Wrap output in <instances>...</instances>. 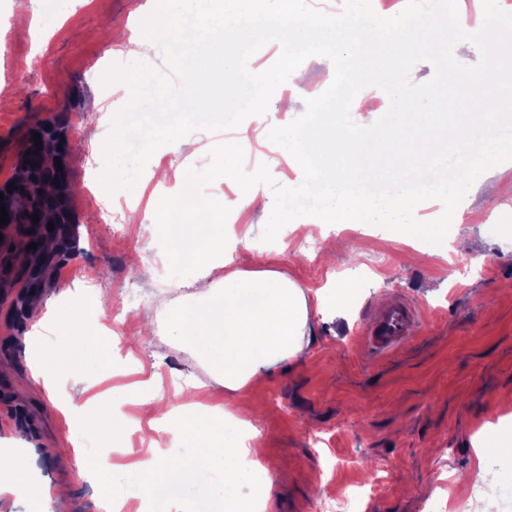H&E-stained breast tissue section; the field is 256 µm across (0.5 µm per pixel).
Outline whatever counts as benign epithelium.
I'll return each mask as SVG.
<instances>
[{
  "mask_svg": "<svg viewBox=\"0 0 512 512\" xmlns=\"http://www.w3.org/2000/svg\"><path fill=\"white\" fill-rule=\"evenodd\" d=\"M42 145L40 149H31L30 155L23 156L37 166L27 165L26 179L14 183L16 189L10 191L1 186L4 204L11 224H26L30 229L27 243L37 244L33 250L34 261L40 266H46L52 261L49 253L42 248V241L48 237L56 238L61 228L72 223L68 206L70 194L69 184L65 172L56 168V164L44 162L46 156L60 157L56 136L50 134L40 137ZM39 217L38 222H33L32 215ZM52 217L54 229H48V222L41 220L43 216Z\"/></svg>",
  "mask_w": 512,
  "mask_h": 512,
  "instance_id": "1",
  "label": "benign epithelium"
}]
</instances>
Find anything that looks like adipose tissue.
I'll return each instance as SVG.
<instances>
[{
    "label": "adipose tissue",
    "instance_id": "ef3b65f1",
    "mask_svg": "<svg viewBox=\"0 0 512 512\" xmlns=\"http://www.w3.org/2000/svg\"><path fill=\"white\" fill-rule=\"evenodd\" d=\"M171 2L159 0L141 17L135 48L151 47L177 33ZM445 41L466 65L471 103L464 113L457 105H449L447 120L421 130V140L435 150L466 137L469 127L488 120L497 106L486 92L490 67L481 60V46L453 31L446 32ZM470 156L469 176L434 200L439 209H452L457 217L462 211L453 208V201L472 194L487 176L503 172L505 161L512 159V141L500 142L493 149L480 141L471 143ZM373 210L368 199L344 196L315 217L294 221L284 214L280 221L311 235L324 224L369 223ZM217 212V207L199 199L189 179L170 201L158 230L169 244L171 260L196 270L191 292L182 296L174 313L175 338L209 366L225 390L237 392L267 383L283 362L304 354L312 325L324 312V293L307 294L297 281L275 271H243L212 261V254L224 248V235L215 224ZM147 385L155 394L151 401L140 403L141 419L150 434L170 435L184 452L173 458L154 448L144 460L116 462L107 469L79 463L78 478L98 490V512H121L130 498L148 499L156 482L184 483L217 468L224 478L213 512H275L273 483L263 475L260 432L252 408L209 406L201 390L191 393L186 402L173 403L164 394L157 372ZM129 428L126 415L108 408L96 409L83 420L87 437L111 444L119 453ZM1 499L31 501L41 512H68L69 490L18 476L0 483Z\"/></svg>",
    "mask_w": 512,
    "mask_h": 512
}]
</instances>
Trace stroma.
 <instances>
[{"instance_id": "35a3bbf8", "label": "stroma", "mask_w": 512, "mask_h": 512, "mask_svg": "<svg viewBox=\"0 0 512 512\" xmlns=\"http://www.w3.org/2000/svg\"><path fill=\"white\" fill-rule=\"evenodd\" d=\"M154 0H30L33 30L17 32L18 0H0V184L18 180L19 159L33 134L47 126L65 130L63 154L71 186L73 218L69 238L74 254L56 259L48 274L32 282V260L20 248L21 224L0 228V455L14 466H29L32 479L72 490V512H93L94 489L76 476L74 457L101 464L111 446L84 438L87 411L101 404L133 413V400L152 395L137 365H151L162 351L164 391L174 396L185 379L202 384L212 404H223L224 388L210 369L174 338L171 317L193 268L172 263L165 241L152 232L130 238L125 223L137 211L144 223L162 220L160 208L177 194L188 168H206L211 149L242 137L243 128L194 131L198 150L175 155L159 148L133 189L119 188L97 202L104 168L102 147L114 113L129 97L125 85L103 84L115 63L130 62L121 41L137 36L139 18ZM303 81L274 92L267 122L284 126L305 110L310 93L331 82L329 60L313 56ZM164 168L168 178L152 173ZM467 207L480 223L462 219L459 231L479 248L448 257L431 254L422 241L392 233L386 249L366 248L365 235L342 224L323 225L312 237L314 254L299 250V237L282 228L275 242L252 238L247 246H226L224 259H243L247 271L274 270L305 289H327V319L316 320L308 350L286 363L263 387L245 394L257 403L261 461L275 481L276 512H310L313 502L343 499L366 481L367 512H449L455 486L471 479L478 464L495 468L500 481L492 494L468 489L456 512H512V441L500 436L488 448H474L486 423L512 416V169L475 195ZM120 223L108 220V213ZM340 237L344 248L324 264L325 238ZM346 281L355 298L336 316L334 282ZM141 295L126 303L127 289ZM108 295L107 309L88 312L96 293ZM27 294L41 304L50 345L68 355L58 367L53 397L33 387L19 341L33 317L13 303ZM406 302L421 310L417 334L385 357H374L363 342L370 319L384 303ZM123 308L118 321L108 309ZM98 322V341L72 352V341L88 317ZM121 349H114V339ZM81 379L87 404L68 407L73 379ZM27 430L29 449L11 441L12 427ZM36 461H29V452ZM222 481L213 472L204 484L160 487L151 512L189 497L195 512H211Z\"/></svg>"}]
</instances>
